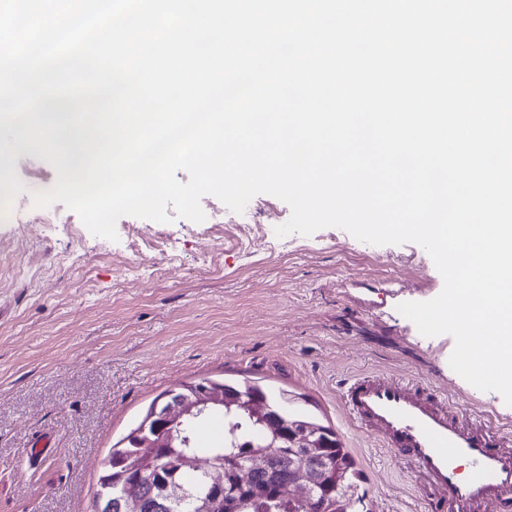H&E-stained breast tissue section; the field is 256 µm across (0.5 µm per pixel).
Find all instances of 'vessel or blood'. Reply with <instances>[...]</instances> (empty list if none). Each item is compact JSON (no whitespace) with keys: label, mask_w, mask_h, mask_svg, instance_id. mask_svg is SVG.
<instances>
[{"label":"vessel or blood","mask_w":512,"mask_h":512,"mask_svg":"<svg viewBox=\"0 0 512 512\" xmlns=\"http://www.w3.org/2000/svg\"><path fill=\"white\" fill-rule=\"evenodd\" d=\"M341 401L360 429L433 488L428 512H512V451L483 416L460 420L421 381L378 372L346 377Z\"/></svg>","instance_id":"b4317fda"}]
</instances>
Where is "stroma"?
Segmentation results:
<instances>
[{"mask_svg":"<svg viewBox=\"0 0 512 512\" xmlns=\"http://www.w3.org/2000/svg\"><path fill=\"white\" fill-rule=\"evenodd\" d=\"M12 166L23 220L0 223V512H90L112 445L155 397L199 378L287 390L291 409L332 428L357 461L364 512L426 510L420 479L349 422L340 379H419L447 394L460 419L484 410L512 429L501 394L451 369L453 337L423 336L398 312L443 289L419 245H374L326 227L266 249L291 216L269 194L247 204L263 221L254 249L237 244L228 221L124 216L110 241L62 203L35 206L57 173L34 149ZM42 433L55 447L33 466L25 450Z\"/></svg>","mask_w":512,"mask_h":512,"instance_id":"stroma-1","label":"stroma"}]
</instances>
